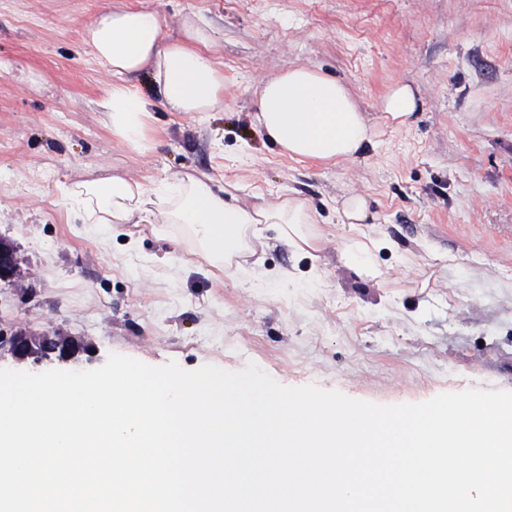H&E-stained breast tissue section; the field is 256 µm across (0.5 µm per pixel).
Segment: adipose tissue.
Masks as SVG:
<instances>
[{
  "label": "adipose tissue",
  "instance_id": "ef3b65f1",
  "mask_svg": "<svg viewBox=\"0 0 512 512\" xmlns=\"http://www.w3.org/2000/svg\"><path fill=\"white\" fill-rule=\"evenodd\" d=\"M182 40H172L154 10H106L90 16L83 40L96 59L119 77L100 101L114 135L145 150L151 104L128 77L150 71L168 111L212 112L224 103V69L206 29L192 18L181 22ZM256 121L262 132L290 157L323 162L352 161L371 145L373 129L346 85L306 65L265 79L259 89ZM226 190L208 175H173L157 186L119 175L82 181L66 189L72 211L86 224L191 225L204 257L223 259L242 251L263 225H280L297 243L300 225L311 223L302 202L279 201L262 208L227 201Z\"/></svg>",
  "mask_w": 512,
  "mask_h": 512
}]
</instances>
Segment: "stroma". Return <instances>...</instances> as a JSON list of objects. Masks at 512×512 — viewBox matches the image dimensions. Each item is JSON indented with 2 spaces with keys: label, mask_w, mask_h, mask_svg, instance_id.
<instances>
[{
  "label": "stroma",
  "mask_w": 512,
  "mask_h": 512,
  "mask_svg": "<svg viewBox=\"0 0 512 512\" xmlns=\"http://www.w3.org/2000/svg\"><path fill=\"white\" fill-rule=\"evenodd\" d=\"M153 9L220 43L224 105L171 112L150 75L146 153L103 123L113 77L82 41L107 9ZM306 64L345 82L374 126L357 160H298L259 131L254 88ZM400 83L418 109L388 122ZM208 174L239 200L305 203L308 247L270 226L236 264L205 261L184 224H84L63 194L126 173ZM368 217L342 223L344 197ZM0 336L315 384L377 404L512 390V0H0Z\"/></svg>",
  "instance_id": "35a3bbf8"
}]
</instances>
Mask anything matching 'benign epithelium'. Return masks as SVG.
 Wrapping results in <instances>:
<instances>
[{
    "instance_id": "benign-epithelium-1",
    "label": "benign epithelium",
    "mask_w": 512,
    "mask_h": 512,
    "mask_svg": "<svg viewBox=\"0 0 512 512\" xmlns=\"http://www.w3.org/2000/svg\"><path fill=\"white\" fill-rule=\"evenodd\" d=\"M17 272L13 249L0 244V283L11 282ZM7 351L12 358L23 363L48 361L59 364H75L81 355L89 352L91 346L70 336L31 335L20 333L8 339L0 336V351Z\"/></svg>"
}]
</instances>
